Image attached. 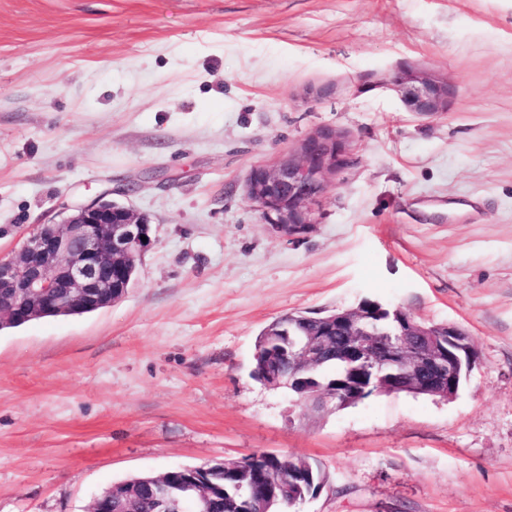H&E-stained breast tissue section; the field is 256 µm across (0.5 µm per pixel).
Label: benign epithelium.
Here are the masks:
<instances>
[{
	"label": "benign epithelium",
	"instance_id": "benign-epithelium-1",
	"mask_svg": "<svg viewBox=\"0 0 512 512\" xmlns=\"http://www.w3.org/2000/svg\"><path fill=\"white\" fill-rule=\"evenodd\" d=\"M406 105L414 112L434 114L446 108L447 92L434 80L410 72L396 75ZM348 166L341 133L321 127L304 138L296 152L270 166L255 167L247 180L249 199L265 223L292 239L316 223L314 205L329 179ZM147 236L142 241L141 236ZM153 244L150 224L132 209L103 199L74 207L63 224H42L26 236L17 253L0 257V325H22L46 316L97 311L122 299L130 288L131 273ZM399 328L378 332L368 321L364 306L342 309L315 318L308 336L288 337V354L306 374L302 378L308 401L344 405L358 402L350 395L336 396V388L318 382L313 373L324 355L336 350L345 364L378 379L376 392L412 390L443 400L458 392L461 357L473 358V341L448 324L425 325L395 311ZM340 336L353 337L346 348L335 347ZM274 351L255 350L254 373L265 385L278 388L281 378L271 372ZM250 460L222 462L196 468H173L149 480L156 488L173 485L194 492L196 512H208L207 486L224 477V470L249 469ZM255 512H282L285 500L267 489L253 500Z\"/></svg>",
	"mask_w": 512,
	"mask_h": 512
}]
</instances>
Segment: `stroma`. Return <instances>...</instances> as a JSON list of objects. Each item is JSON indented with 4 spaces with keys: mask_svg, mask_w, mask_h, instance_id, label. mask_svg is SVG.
Segmentation results:
<instances>
[{
    "mask_svg": "<svg viewBox=\"0 0 512 512\" xmlns=\"http://www.w3.org/2000/svg\"><path fill=\"white\" fill-rule=\"evenodd\" d=\"M321 127L350 164L290 239L246 181ZM127 181L126 295L0 330V512L255 452L323 473L291 512H512V0H0V255ZM366 300L472 337L453 399L253 379L269 323ZM392 82L399 88L404 102L413 112L434 114L447 106L445 88L430 78L404 72L394 76Z\"/></svg>",
    "mask_w": 512,
    "mask_h": 512,
    "instance_id": "35a3bbf8",
    "label": "stroma"
}]
</instances>
